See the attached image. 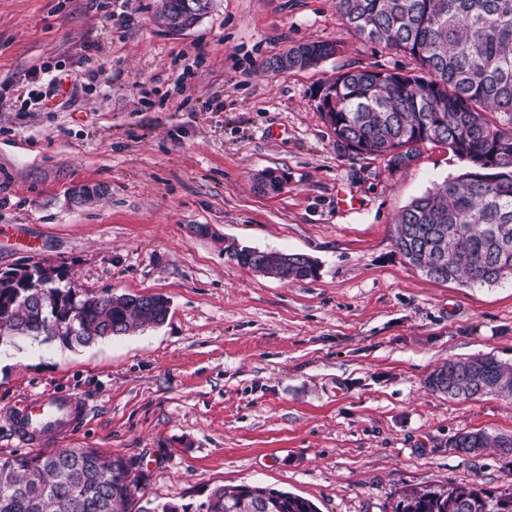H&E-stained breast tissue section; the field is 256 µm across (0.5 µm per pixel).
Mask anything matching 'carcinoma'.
Returning <instances> with one entry per match:
<instances>
[{
    "label": "carcinoma",
    "instance_id": "1",
    "mask_svg": "<svg viewBox=\"0 0 512 512\" xmlns=\"http://www.w3.org/2000/svg\"><path fill=\"white\" fill-rule=\"evenodd\" d=\"M343 25L416 63L401 72L353 68L325 81L333 106L321 116L336 146L407 167L428 144L448 147L466 170L414 198L396 220L394 246L416 270L436 268L438 281L466 286L512 280V0H336ZM337 42L301 43L268 61L272 71L305 70L335 56ZM240 267L280 281L313 278L318 267L300 254L254 259L241 250ZM38 266L0 272V342L17 336L65 347L124 336L163 322L162 295L120 294L106 301L32 279ZM50 321L66 324L60 336ZM453 399L512 397V366L489 355L450 359L425 382ZM466 456L488 448L512 456V436L461 431L451 438ZM143 472L122 456L93 449L28 450L0 457V512H186L173 502L139 504ZM317 512L310 500L259 485L216 486L206 512ZM392 512H512V485H469L403 491Z\"/></svg>",
    "mask_w": 512,
    "mask_h": 512
}]
</instances>
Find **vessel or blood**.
I'll list each match as a JSON object with an SVG mask.
<instances>
[{"mask_svg":"<svg viewBox=\"0 0 512 512\" xmlns=\"http://www.w3.org/2000/svg\"><path fill=\"white\" fill-rule=\"evenodd\" d=\"M13 414L14 438L22 445L30 446L42 443L56 433L78 428L85 407L76 395L49 392L33 400H19Z\"/></svg>","mask_w":512,"mask_h":512,"instance_id":"obj_1","label":"vessel or blood"}]
</instances>
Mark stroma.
Here are the masks:
<instances>
[{"label": "stroma", "instance_id": "obj_1", "mask_svg": "<svg viewBox=\"0 0 512 512\" xmlns=\"http://www.w3.org/2000/svg\"><path fill=\"white\" fill-rule=\"evenodd\" d=\"M160 0H0V272L66 270L86 293L161 294L166 321L70 349L0 345V456L12 405L81 395L77 434L46 448L136 460L144 499L195 512L213 487L261 484L320 512H391L434 484H512L459 430L512 435V399H451L427 376L451 358L512 364V282L430 279L393 246L414 198L464 169L443 145L409 167L338 150L313 99L346 68L414 61L349 31L334 0H214L192 29ZM317 67L273 72L299 43ZM287 181L264 194L255 174ZM100 185L93 206L73 202ZM303 253L316 278L237 266L225 241ZM339 47V43L330 41L301 43L273 57L267 65L272 71L305 70L335 56Z\"/></svg>", "mask_w": 512, "mask_h": 512}]
</instances>
